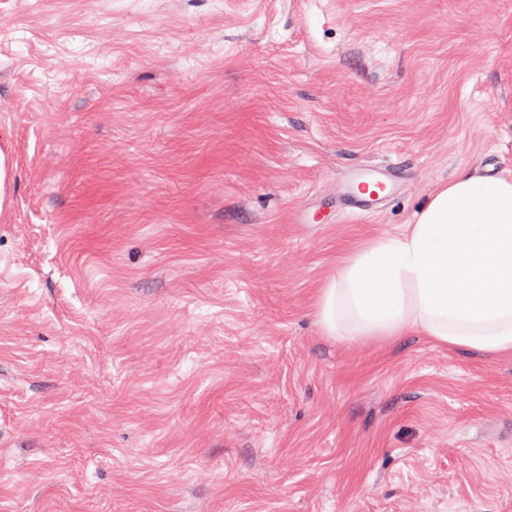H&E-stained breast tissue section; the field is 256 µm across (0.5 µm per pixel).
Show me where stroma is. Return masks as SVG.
Masks as SVG:
<instances>
[{"mask_svg":"<svg viewBox=\"0 0 512 512\" xmlns=\"http://www.w3.org/2000/svg\"><path fill=\"white\" fill-rule=\"evenodd\" d=\"M0 149V512H512V354L314 315L512 171V0H0ZM387 174L382 171L360 170L347 180V195L364 207L377 205L386 195L389 184Z\"/></svg>","mask_w":512,"mask_h":512,"instance_id":"1","label":"stroma"}]
</instances>
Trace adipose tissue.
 <instances>
[{
  "label": "adipose tissue",
  "mask_w": 512,
  "mask_h": 512,
  "mask_svg": "<svg viewBox=\"0 0 512 512\" xmlns=\"http://www.w3.org/2000/svg\"><path fill=\"white\" fill-rule=\"evenodd\" d=\"M315 316L340 341L418 332L461 351L512 353V173H460L415 223L347 252L320 284Z\"/></svg>",
  "instance_id": "obj_1"
}]
</instances>
